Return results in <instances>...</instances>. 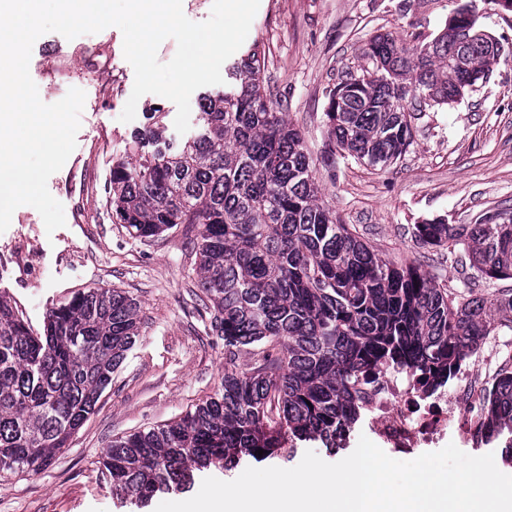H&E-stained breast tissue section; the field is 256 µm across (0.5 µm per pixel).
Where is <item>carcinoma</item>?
<instances>
[{"label":"carcinoma","mask_w":512,"mask_h":512,"mask_svg":"<svg viewBox=\"0 0 512 512\" xmlns=\"http://www.w3.org/2000/svg\"><path fill=\"white\" fill-rule=\"evenodd\" d=\"M457 9L432 39L388 33L363 50L365 65L329 91L327 134L364 164L396 163L414 143L410 110L457 101L471 73L487 79L500 60L484 31L462 47ZM466 57L472 71L459 68ZM265 45L256 42L230 76L238 89L204 93L198 135L175 146L152 108L134 136L135 162L112 164V213L143 241L179 229L201 294L194 308L224 342L215 393L178 420L112 441L103 474L112 493L145 506L184 488L193 472L243 456H288L297 442L330 449L362 420L359 385L382 370L418 376L439 389L478 352L495 316L512 314V293L466 297L437 287L415 265L380 257L318 202L319 188L299 131L269 85ZM425 246L467 247L484 278L512 279L507 224L415 225ZM139 304L120 288L75 293L33 333L0 296V475L37 473L94 413L112 373L139 336ZM252 361L238 368L240 352ZM479 433L508 434L512 461V371L494 379ZM264 454H258V450Z\"/></svg>","instance_id":"carcinoma-1"}]
</instances>
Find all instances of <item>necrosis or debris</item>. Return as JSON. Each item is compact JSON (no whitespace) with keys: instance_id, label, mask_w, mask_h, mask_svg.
Masks as SVG:
<instances>
[{"instance_id":"necrosis-or-debris-1","label":"necrosis or debris","mask_w":512,"mask_h":512,"mask_svg":"<svg viewBox=\"0 0 512 512\" xmlns=\"http://www.w3.org/2000/svg\"><path fill=\"white\" fill-rule=\"evenodd\" d=\"M497 369L492 357L466 364L458 374L455 393L440 390L422 396L413 377L393 372L367 384L365 406L371 413L369 431L408 454L415 446L434 442L449 431L465 433L477 427V417H462L459 398L480 406L484 391Z\"/></svg>"}]
</instances>
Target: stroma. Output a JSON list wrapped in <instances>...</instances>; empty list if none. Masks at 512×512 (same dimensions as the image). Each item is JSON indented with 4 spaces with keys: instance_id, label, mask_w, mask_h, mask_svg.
Here are the masks:
<instances>
[{
    "instance_id": "stroma-1",
    "label": "stroma",
    "mask_w": 512,
    "mask_h": 512,
    "mask_svg": "<svg viewBox=\"0 0 512 512\" xmlns=\"http://www.w3.org/2000/svg\"><path fill=\"white\" fill-rule=\"evenodd\" d=\"M464 2L260 0L246 41L266 47L267 75L316 164L321 203L385 259L420 265L440 286L483 296L511 290L512 279L478 277L446 249L420 245L413 229L436 218L449 224L512 218V10L475 0L480 25L501 39L505 55L462 99L417 114L414 143L396 165L374 168L332 150L324 115L330 89L342 71L357 67L372 35L435 36ZM29 72L45 103L60 101L72 88L86 98L76 148L47 182L66 224L50 233L32 206L15 210L0 233V295L39 330L51 305L81 289L112 285L138 301L141 327L111 387L66 448L38 474L0 477V512H155L154 505L141 509L113 496L100 461L115 438L166 423L213 395L224 374V345L207 335L192 307L181 233L154 242L133 238L112 213L107 185L113 161H133L132 137L146 125L147 109L162 108L173 138L177 108L147 94L135 119L120 122L134 70L116 27L72 40L55 32L40 36ZM368 432L360 424L336 452L306 442L287 458H245L195 478L231 481L252 465L292 468L309 450L335 463Z\"/></svg>"
}]
</instances>
